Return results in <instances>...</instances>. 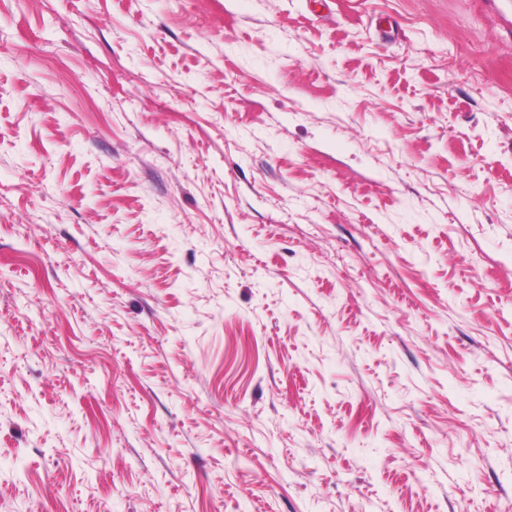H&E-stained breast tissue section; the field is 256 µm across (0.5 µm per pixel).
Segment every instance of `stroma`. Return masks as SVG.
<instances>
[{"label": "stroma", "mask_w": 512, "mask_h": 512, "mask_svg": "<svg viewBox=\"0 0 512 512\" xmlns=\"http://www.w3.org/2000/svg\"><path fill=\"white\" fill-rule=\"evenodd\" d=\"M0 512H512V0H0Z\"/></svg>", "instance_id": "stroma-1"}]
</instances>
